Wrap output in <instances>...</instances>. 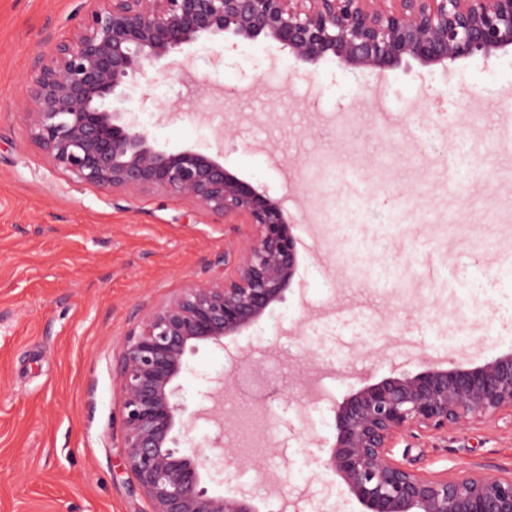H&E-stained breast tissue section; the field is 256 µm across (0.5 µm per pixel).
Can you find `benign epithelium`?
Returning <instances> with one entry per match:
<instances>
[{"label":"benign epithelium","mask_w":512,"mask_h":512,"mask_svg":"<svg viewBox=\"0 0 512 512\" xmlns=\"http://www.w3.org/2000/svg\"><path fill=\"white\" fill-rule=\"evenodd\" d=\"M72 37L38 54L25 85L30 140L53 167L106 193L165 191L251 233L224 261L233 274L195 282L150 309L129 331L118 357L120 434L125 468L151 512H260L275 494L239 486L211 490L210 457L178 445L197 413L177 380L205 344L234 368L246 351L229 347L264 321L293 283L298 263L287 197H273L231 173L218 157L157 147L128 123L123 88L152 70L182 66L188 46L222 36L262 37L297 60L332 61L352 74L416 62L425 68L479 55L512 53V0H102ZM325 466L361 512H512V470L479 468L428 475L397 460L398 438L439 433L486 419L512 424V352L478 363L425 364L366 384L333 406Z\"/></svg>","instance_id":"benign-epithelium-1"}]
</instances>
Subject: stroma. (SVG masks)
I'll return each mask as SVG.
<instances>
[{"instance_id":"35a3bbf8","label":"stroma","mask_w":512,"mask_h":512,"mask_svg":"<svg viewBox=\"0 0 512 512\" xmlns=\"http://www.w3.org/2000/svg\"><path fill=\"white\" fill-rule=\"evenodd\" d=\"M98 0H0V512H150L123 464L115 360L126 335L151 308L203 279L231 275L224 253L247 225L225 223L184 198L157 191L105 193L56 170L31 144L24 81L46 37L64 38ZM187 71L149 73L129 83L130 121L159 147L223 153L225 167L287 196L298 266L279 323L292 346L273 350L271 325L238 342L247 359L227 378L222 351L200 347L179 383L197 409L198 392L224 391V413L262 436L238 453L242 432L198 420L190 440L218 442L214 490L227 494L263 473L299 512L326 499L332 512H359L344 482L324 466L334 402L361 381L416 372L424 362L512 351V240L488 224V191L512 198V57L475 56L448 69L397 68L354 77L323 62H297L264 40L238 46L194 44ZM208 84L192 93L190 80ZM490 115L479 129L462 120L473 100ZM353 113L372 137L353 147L336 121ZM467 136L465 159L449 164V141ZM333 162L344 181L325 185ZM459 174L457 194L448 171ZM467 218L486 222L470 256L476 280L441 276L425 294L404 270L429 260L447 266L449 250L428 226ZM349 312L339 320L337 309ZM413 341L412 348L401 338ZM233 454L222 457V449ZM395 458L423 472L453 474L478 465L512 468V425L475 422L442 434L400 438Z\"/></svg>"}]
</instances>
